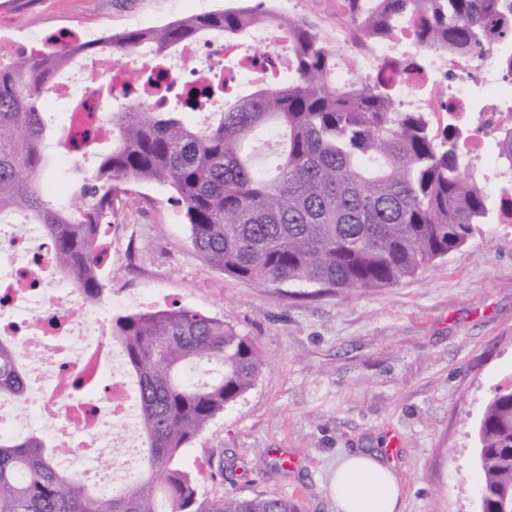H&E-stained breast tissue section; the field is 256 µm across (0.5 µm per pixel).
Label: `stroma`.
<instances>
[{
    "label": "stroma",
    "instance_id": "1",
    "mask_svg": "<svg viewBox=\"0 0 512 512\" xmlns=\"http://www.w3.org/2000/svg\"><path fill=\"white\" fill-rule=\"evenodd\" d=\"M228 0H0V27L19 37L72 30L90 41L227 7ZM44 195L69 206L96 157L46 152ZM167 186L136 184L116 204L129 234L109 246L105 314L128 313L151 285L224 318L257 344L254 387L183 456L224 469L212 494H278L302 512H336V461L398 443L404 512H481L477 430L487 403L512 387V224L480 225L459 250L376 290L273 286L210 268L194 250ZM295 468L279 465L282 454Z\"/></svg>",
    "mask_w": 512,
    "mask_h": 512
}]
</instances>
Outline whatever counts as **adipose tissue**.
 <instances>
[{
  "instance_id": "ef3b65f1",
  "label": "adipose tissue",
  "mask_w": 512,
  "mask_h": 512,
  "mask_svg": "<svg viewBox=\"0 0 512 512\" xmlns=\"http://www.w3.org/2000/svg\"><path fill=\"white\" fill-rule=\"evenodd\" d=\"M328 491L337 512H402V487L392 466L376 456L352 452L342 456Z\"/></svg>"
}]
</instances>
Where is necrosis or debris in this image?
<instances>
[{
	"label": "necrosis or debris",
	"mask_w": 512,
	"mask_h": 512,
	"mask_svg": "<svg viewBox=\"0 0 512 512\" xmlns=\"http://www.w3.org/2000/svg\"><path fill=\"white\" fill-rule=\"evenodd\" d=\"M411 39L410 28L404 27L387 40H351L354 69H372L383 61L400 62ZM280 44L277 29L269 23L263 24L262 37L248 55L240 54L235 40L186 43L176 48L181 60L192 61L207 48L211 63L204 69H191L185 76L170 75L169 80L176 86L209 82L223 76L224 62L229 59L243 83L253 87L265 80V56L276 57L279 74H288L287 63L279 59ZM165 66V59L147 46L120 58L103 51L76 61L75 80L54 83L48 97L58 103L71 92L81 93L87 107L68 112V132L77 134L88 129L94 142L108 143L112 127L93 110L100 91L108 90L114 99H123L151 71ZM432 72L439 75V82L417 73L399 75L401 109L432 112L442 100L472 127L512 124V113L488 102L477 109L472 102L474 83L512 86V76H504L497 68L474 70L468 59L449 58L442 50L432 56ZM0 335L15 339L26 368L42 370L39 397L21 401L19 413L0 414V433L29 432L28 419L36 410L62 419L67 438L57 444V451L69 467L83 471L101 489H111L114 475L127 474L133 467L132 450L140 442L137 421L130 411V387L115 379L104 401L91 396L69 400L67 377L93 383L119 366L120 359L115 345L106 339L99 309L60 272L52 244L39 225H16L10 233L0 232Z\"/></svg>",
	"instance_id": "4bbe7bcc"
}]
</instances>
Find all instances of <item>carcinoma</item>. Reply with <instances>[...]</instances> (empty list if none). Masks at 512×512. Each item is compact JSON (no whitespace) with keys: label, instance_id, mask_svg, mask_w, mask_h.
I'll return each instance as SVG.
<instances>
[{"label":"carcinoma","instance_id":"1","mask_svg":"<svg viewBox=\"0 0 512 512\" xmlns=\"http://www.w3.org/2000/svg\"><path fill=\"white\" fill-rule=\"evenodd\" d=\"M344 3L347 23L374 38L409 23L412 69L446 46L512 70V0ZM266 15L261 0L0 61V220L21 213L44 225L59 269L88 301L102 302V227L132 184L171 189L208 265L274 286L393 287L464 246L476 226L501 220L485 186L470 179L473 161L460 149L466 128L455 116L437 126L432 112L400 111L384 68L341 82L335 47L312 24L286 17L277 22L292 50L288 82L271 78L242 95L218 78L162 109L125 101L110 112L112 149L85 178L78 207L59 208L40 193L44 97L72 58L101 47L123 55L145 41L164 54L211 31L234 40ZM199 93L223 112L190 127L182 111ZM274 127L286 140L264 168L252 162L253 142ZM497 157L512 170L509 125ZM112 341L138 402L142 474L100 496L78 473L56 468L39 435L0 434V512H301L284 495L212 496L201 480L223 471L193 473L182 464L210 422L254 386L263 361L250 337L222 318L174 306L113 317ZM209 364L217 366L211 381H194L189 370ZM26 391L16 344L1 337L0 402H19ZM479 438L482 512H499L512 489V390L489 402Z\"/></svg>","mask_w":512,"mask_h":512}]
</instances>
